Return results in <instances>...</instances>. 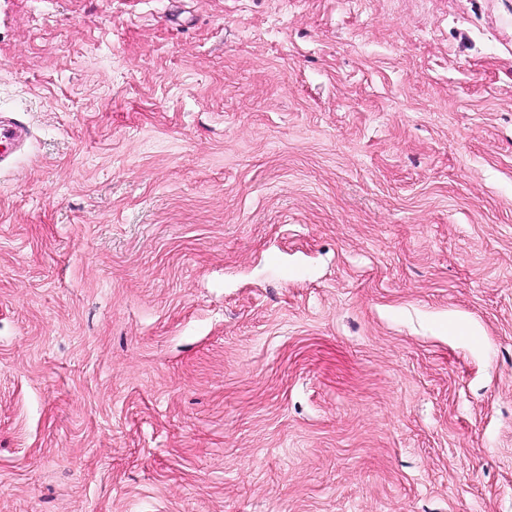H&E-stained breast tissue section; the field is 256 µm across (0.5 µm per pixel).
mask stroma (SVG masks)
Returning a JSON list of instances; mask_svg holds the SVG:
<instances>
[{"label": "stroma", "mask_w": 512, "mask_h": 512, "mask_svg": "<svg viewBox=\"0 0 512 512\" xmlns=\"http://www.w3.org/2000/svg\"><path fill=\"white\" fill-rule=\"evenodd\" d=\"M0 512H512V0H0ZM23 126L16 121H8L3 124L0 119V161L9 160L17 151Z\"/></svg>", "instance_id": "obj_1"}]
</instances>
